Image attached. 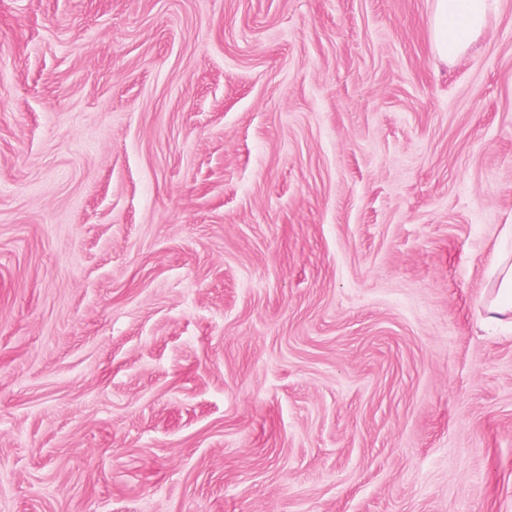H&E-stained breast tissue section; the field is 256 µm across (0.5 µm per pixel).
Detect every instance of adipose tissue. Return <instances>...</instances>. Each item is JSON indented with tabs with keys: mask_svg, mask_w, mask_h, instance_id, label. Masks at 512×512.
Masks as SVG:
<instances>
[{
	"mask_svg": "<svg viewBox=\"0 0 512 512\" xmlns=\"http://www.w3.org/2000/svg\"><path fill=\"white\" fill-rule=\"evenodd\" d=\"M499 0H435L433 49L448 60L462 54L486 26Z\"/></svg>",
	"mask_w": 512,
	"mask_h": 512,
	"instance_id": "obj_1",
	"label": "adipose tissue"
}]
</instances>
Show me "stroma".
Wrapping results in <instances>:
<instances>
[{
    "label": "stroma",
    "mask_w": 512,
    "mask_h": 512,
    "mask_svg": "<svg viewBox=\"0 0 512 512\" xmlns=\"http://www.w3.org/2000/svg\"><path fill=\"white\" fill-rule=\"evenodd\" d=\"M0 0V512H512V0ZM500 0H435L433 49L448 60L462 54L486 26ZM496 289L485 303L488 319L497 321L512 314V263L504 256L496 268Z\"/></svg>",
    "instance_id": "obj_1"
}]
</instances>
